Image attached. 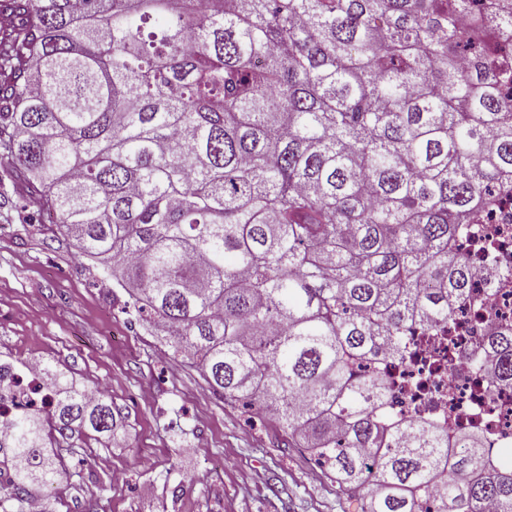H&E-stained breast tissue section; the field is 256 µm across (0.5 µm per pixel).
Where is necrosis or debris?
Segmentation results:
<instances>
[{"instance_id":"obj_1","label":"necrosis or debris","mask_w":512,"mask_h":512,"mask_svg":"<svg viewBox=\"0 0 512 512\" xmlns=\"http://www.w3.org/2000/svg\"><path fill=\"white\" fill-rule=\"evenodd\" d=\"M493 199L474 218L489 232L486 245L462 244L478 275L451 329L415 327L406 356L384 362L383 369L394 383V414L444 421L456 434L479 427V410L494 407L498 416L485 428L487 447L497 463L511 467L512 388L486 385L477 364L485 358L489 328L512 325V179L497 181Z\"/></svg>"}]
</instances>
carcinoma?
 Segmentation results:
<instances>
[{"mask_svg":"<svg viewBox=\"0 0 512 512\" xmlns=\"http://www.w3.org/2000/svg\"><path fill=\"white\" fill-rule=\"evenodd\" d=\"M0 168L209 387L267 411L361 512H512L483 432L397 420L415 325H449L460 241L512 175L498 87L512 0H0ZM484 368L512 388V327ZM15 366L0 362V403ZM0 512L67 480L47 442L114 436L104 396L40 366ZM436 492V510L423 495Z\"/></svg>","mask_w":512,"mask_h":512,"instance_id":"cac0c4a2","label":"carcinoma"}]
</instances>
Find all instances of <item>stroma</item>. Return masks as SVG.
I'll use <instances>...</instances> for the list:
<instances>
[{
  "label": "stroma",
  "instance_id": "1",
  "mask_svg": "<svg viewBox=\"0 0 512 512\" xmlns=\"http://www.w3.org/2000/svg\"><path fill=\"white\" fill-rule=\"evenodd\" d=\"M21 195L0 180V359L48 362L103 387L125 424L114 440L76 432L49 444L68 473L58 512H361L275 423L165 355L60 225L28 223Z\"/></svg>",
  "mask_w": 512,
  "mask_h": 512
}]
</instances>
